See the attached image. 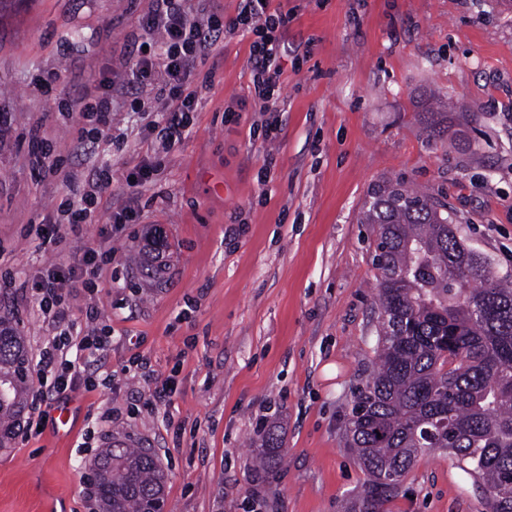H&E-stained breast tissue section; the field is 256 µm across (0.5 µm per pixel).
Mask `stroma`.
<instances>
[{
  "mask_svg": "<svg viewBox=\"0 0 512 512\" xmlns=\"http://www.w3.org/2000/svg\"><path fill=\"white\" fill-rule=\"evenodd\" d=\"M152 0H0V319L29 360L59 329L33 302L52 266L97 249L69 299L72 320L107 327L79 360L108 386L73 393L69 433L46 419L0 449V512H98L82 476L106 442L150 449L166 512H346L368 475L345 447L357 387L375 357L374 237L359 218L373 187L400 178L448 205L464 242L512 276V9L502 0H271L294 13L278 113L249 92V41L225 34L199 60L193 127L164 149L148 89L123 82ZM108 72L112 141L84 152L67 106ZM52 78L44 86L43 78ZM447 142L421 132L430 93ZM278 123L276 139H265ZM66 175L37 166L43 143ZM152 175L128 179L142 168ZM110 171L93 223L51 245L59 204ZM137 223L113 231L112 208ZM143 368L133 365V358ZM174 380L169 402L153 399ZM283 462L255 467L264 424ZM95 450L85 448L87 432ZM388 512H481L447 454L420 458Z\"/></svg>",
  "mask_w": 512,
  "mask_h": 512,
  "instance_id": "1",
  "label": "stroma"
}]
</instances>
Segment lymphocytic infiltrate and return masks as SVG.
Instances as JSON below:
<instances>
[{"label": "lymphocytic infiltrate", "mask_w": 512, "mask_h": 512, "mask_svg": "<svg viewBox=\"0 0 512 512\" xmlns=\"http://www.w3.org/2000/svg\"><path fill=\"white\" fill-rule=\"evenodd\" d=\"M290 19L288 12L270 11L264 0H239L235 16L227 18L215 12L204 20L191 12L186 0H153L151 11L139 20L146 46L126 61L125 73L129 83L156 86L168 112L160 130L165 147L180 143L191 125L190 114L198 91L191 87L189 78L198 59L228 31L249 37L248 61L255 103L260 111H277L282 90V39ZM69 106L90 125L94 141H111V95L96 97L79 91ZM94 258V250H85L81 261L54 269L38 283L35 305L44 317L55 323L69 319L67 292L82 282L84 268ZM105 342V337L92 332L75 335L64 331L54 336L36 364L40 387L32 397V411H41L68 392L92 389L93 381L77 367L75 356L100 350Z\"/></svg>", "instance_id": "f902f5d3"}]
</instances>
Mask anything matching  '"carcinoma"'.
Masks as SVG:
<instances>
[{"label": "carcinoma", "instance_id": "obj_1", "mask_svg": "<svg viewBox=\"0 0 512 512\" xmlns=\"http://www.w3.org/2000/svg\"><path fill=\"white\" fill-rule=\"evenodd\" d=\"M431 139L448 128L422 121ZM361 223L382 244L377 368L354 393L345 447L369 479L348 512H387L414 462L435 450L473 479L484 512H512V281L459 236L447 204L402 181L374 190ZM25 338L0 321V447L31 386ZM265 431L260 467L280 462ZM102 512H148L165 474L146 448H104L93 464Z\"/></svg>", "mask_w": 512, "mask_h": 512}]
</instances>
